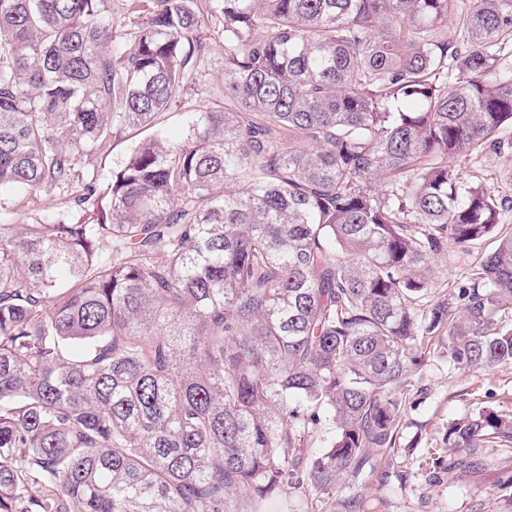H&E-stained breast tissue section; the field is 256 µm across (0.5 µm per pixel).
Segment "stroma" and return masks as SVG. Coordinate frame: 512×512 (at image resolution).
<instances>
[{
    "label": "stroma",
    "mask_w": 512,
    "mask_h": 512,
    "mask_svg": "<svg viewBox=\"0 0 512 512\" xmlns=\"http://www.w3.org/2000/svg\"><path fill=\"white\" fill-rule=\"evenodd\" d=\"M198 90L181 95L163 116L171 131H180L190 113L205 110L221 99L224 89V50L220 44L208 49ZM135 141L125 134L112 144L107 154L85 157L78 165L81 180L105 183L113 168L120 165ZM78 193L77 185H48L37 193L17 197L0 194V220L7 224H28L33 217L52 218L69 210ZM424 389L412 408L407 409L406 437H419L418 447L399 449L391 459L371 456L362 477L338 486L323 498L320 512H342V502L358 497L361 512H512V448L494 443L475 449L477 468L434 474L435 460H447L442 442L449 420L473 409L489 406L512 415V366H496L482 373L449 369L446 360H435L422 381Z\"/></svg>",
    "instance_id": "obj_1"
}]
</instances>
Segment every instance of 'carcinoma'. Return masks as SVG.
<instances>
[{
    "label": "carcinoma",
    "mask_w": 512,
    "mask_h": 512,
    "mask_svg": "<svg viewBox=\"0 0 512 512\" xmlns=\"http://www.w3.org/2000/svg\"><path fill=\"white\" fill-rule=\"evenodd\" d=\"M108 2L0 0V190L155 129L81 187L95 219L0 224V512H267L414 447L431 358L512 365V199L451 163L512 184V0H472L459 39L458 0ZM214 37L224 102L171 138ZM483 241L446 293L435 258ZM443 442L472 469L512 416ZM303 489H294L285 485L276 493L272 501V510L275 512H299L302 508Z\"/></svg>",
    "instance_id": "obj_1"
}]
</instances>
